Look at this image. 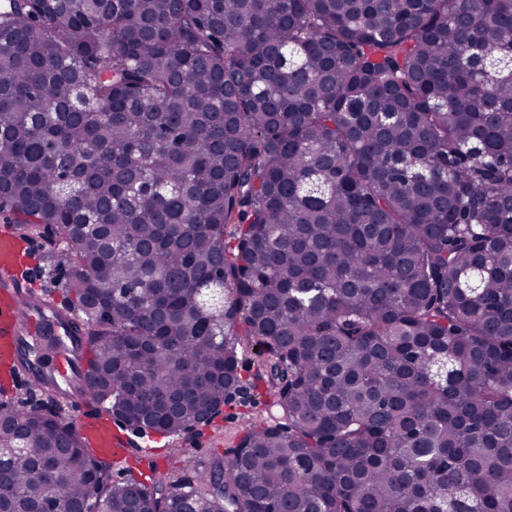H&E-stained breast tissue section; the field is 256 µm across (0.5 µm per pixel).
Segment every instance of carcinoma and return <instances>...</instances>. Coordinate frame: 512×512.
<instances>
[{
    "label": "carcinoma",
    "instance_id": "cac0c4a2",
    "mask_svg": "<svg viewBox=\"0 0 512 512\" xmlns=\"http://www.w3.org/2000/svg\"><path fill=\"white\" fill-rule=\"evenodd\" d=\"M0 220L92 402L177 435L255 345L281 419L147 484L1 400L0 512H512V0H0ZM21 241L23 261L32 268L33 273L27 287L37 293L58 296L69 306L65 298L67 262L59 260L54 246L44 238L37 236L31 240L32 243Z\"/></svg>",
    "mask_w": 512,
    "mask_h": 512
}]
</instances>
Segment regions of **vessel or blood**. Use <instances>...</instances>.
I'll list each match as a JSON object with an SVG mask.
<instances>
[{"label":"vessel or blood","instance_id":"obj_1","mask_svg":"<svg viewBox=\"0 0 512 512\" xmlns=\"http://www.w3.org/2000/svg\"><path fill=\"white\" fill-rule=\"evenodd\" d=\"M19 258L20 245L14 235H0V266L12 268ZM76 323L74 315L57 298L44 296L32 300L23 288L0 290V360L12 367L5 378L16 385L36 388L44 379L51 378L75 389L70 409L79 435L90 443L99 457L123 455L127 451L124 433L113 429L102 414L92 412L83 395L87 353ZM37 334L53 340L56 347L35 364H25L21 356L29 339Z\"/></svg>","mask_w":512,"mask_h":512}]
</instances>
